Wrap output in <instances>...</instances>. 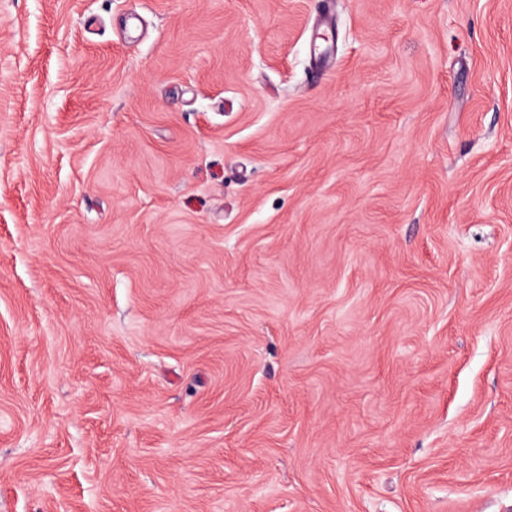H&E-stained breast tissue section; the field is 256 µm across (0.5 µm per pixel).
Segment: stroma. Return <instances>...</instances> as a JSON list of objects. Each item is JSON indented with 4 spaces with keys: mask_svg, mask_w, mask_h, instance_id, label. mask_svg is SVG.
Returning a JSON list of instances; mask_svg holds the SVG:
<instances>
[{
    "mask_svg": "<svg viewBox=\"0 0 512 512\" xmlns=\"http://www.w3.org/2000/svg\"><path fill=\"white\" fill-rule=\"evenodd\" d=\"M0 0V512H512V0ZM320 23L325 26L320 27L313 34L310 44V53L315 61L316 68L320 71H324V60L329 55L330 48L333 45V31L327 26L328 23L325 18H323Z\"/></svg>",
    "mask_w": 512,
    "mask_h": 512,
    "instance_id": "obj_1",
    "label": "stroma"
}]
</instances>
